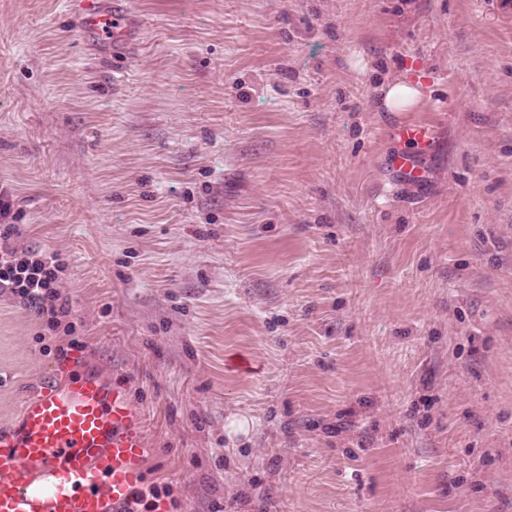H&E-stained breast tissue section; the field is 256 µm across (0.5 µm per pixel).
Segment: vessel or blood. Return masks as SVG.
<instances>
[{
	"mask_svg": "<svg viewBox=\"0 0 512 512\" xmlns=\"http://www.w3.org/2000/svg\"><path fill=\"white\" fill-rule=\"evenodd\" d=\"M77 22L100 36L120 58L132 33L122 0H75ZM409 151L390 165L420 183L415 150L428 147L431 129L406 124L396 131ZM77 359L62 363L63 384L26 399L16 420L0 428V512H125L145 478L147 437L129 391L75 374Z\"/></svg>",
	"mask_w": 512,
	"mask_h": 512,
	"instance_id": "b4317fda",
	"label": "vessel or blood"
}]
</instances>
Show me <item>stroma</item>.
<instances>
[{"instance_id": "obj_1", "label": "stroma", "mask_w": 512, "mask_h": 512, "mask_svg": "<svg viewBox=\"0 0 512 512\" xmlns=\"http://www.w3.org/2000/svg\"><path fill=\"white\" fill-rule=\"evenodd\" d=\"M125 7L117 64L0 0V192L81 336L0 296V427L77 353L173 512H512V0ZM384 91L385 112H411L420 99L419 89L404 82H394ZM431 129L425 124H406L396 130V137L406 144L424 150L431 141ZM390 165L400 176L410 183H421L423 173L416 156L409 152H402L390 159Z\"/></svg>"}]
</instances>
